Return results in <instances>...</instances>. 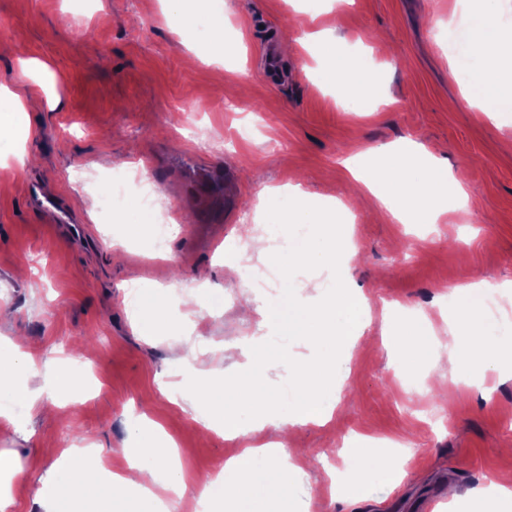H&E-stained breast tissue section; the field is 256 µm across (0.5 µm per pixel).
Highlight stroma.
<instances>
[{"mask_svg": "<svg viewBox=\"0 0 512 512\" xmlns=\"http://www.w3.org/2000/svg\"><path fill=\"white\" fill-rule=\"evenodd\" d=\"M202 15L223 16L222 43L195 37ZM465 22L463 0H327L315 16L307 0H0V37L15 47L0 54V86L25 101L34 130L25 150L38 158L20 164L13 137H0V308L13 313L0 320V336L35 352L88 341L99 381L82 402L37 417L30 438L0 422V449L38 474L49 465L41 449L121 445L143 413L175 442L189 473L223 467L236 442L159 392L181 351L167 333L139 331L127 287L133 277L153 288L186 280L167 303L175 320L206 302L196 285L223 290V308L194 320L207 350L189 362L234 381L262 317L241 319L247 292L225 278V248L271 214L289 213L282 190L297 184L319 222H334L331 201L347 202L362 259L340 272L296 271V288L318 307L343 275L367 299L372 343L356 347L328 424L269 426L259 440L301 466L309 512H418L431 497L434 512H480L490 479L512 471V373H489L486 397L446 368L419 364V374L442 377L443 400L406 389L383 345L385 314L399 306L445 335V296L468 268L512 281V117L485 119L449 74L448 28ZM319 30L372 50L391 105L349 112L338 103L302 45ZM23 59L43 68L20 85ZM405 138L447 160L468 193L463 210L435 224L379 218L377 200L344 161L354 149ZM141 169L158 203L140 225L135 208L113 212L77 185ZM168 213L178 222L156 257L103 239L109 231L148 241ZM359 435L406 448L409 481L340 497L329 471L342 468Z\"/></svg>", "mask_w": 512, "mask_h": 512, "instance_id": "stroma-1", "label": "stroma"}]
</instances>
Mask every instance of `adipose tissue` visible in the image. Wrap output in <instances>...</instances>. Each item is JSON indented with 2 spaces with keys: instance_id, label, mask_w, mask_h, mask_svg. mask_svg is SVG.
Listing matches in <instances>:
<instances>
[{
  "instance_id": "adipose-tissue-1",
  "label": "adipose tissue",
  "mask_w": 512,
  "mask_h": 512,
  "mask_svg": "<svg viewBox=\"0 0 512 512\" xmlns=\"http://www.w3.org/2000/svg\"><path fill=\"white\" fill-rule=\"evenodd\" d=\"M499 0H480L469 22L466 71L451 70L463 84L466 102H481L486 117L512 110V81L499 78L502 63L512 62V32L491 22ZM315 60L328 81L341 86L339 100L352 112L366 109L374 62L355 46L342 47L329 32L318 33ZM353 175L380 200L392 219L434 224L446 213L466 207L464 185L448 175L447 165L424 156L414 147L382 145L359 151L346 161ZM291 205L296 220L270 222L267 234H303L304 246L270 255L281 288L277 302L261 305L268 334L250 345L249 362L232 385L223 379H191L182 383L183 402L202 404L206 412L197 421L240 443L224 464L223 481L207 482L211 498L224 512H290L294 505L292 479L298 468L273 460L274 448L259 442L257 432L296 422L318 425L330 420L339 401L336 379L349 371L351 354L367 327V300L337 284L322 307H307L295 299L292 273L302 267L333 260L350 261L359 247L347 224H333L328 233L315 227L308 196L296 191ZM492 284L480 271L450 292L453 315L448 333L434 336L422 321L397 324L388 346L402 352L406 366L436 355L446 358L457 375L484 374L512 365V330H502L484 311ZM312 344L319 352L309 361L292 354L283 338ZM288 368L289 397L271 395L268 371L272 362ZM58 359H36L12 340L0 336V420L19 431L30 425L39 401L48 408L68 404L74 394L68 374L59 372ZM137 450L118 448L126 463L122 472L109 471L101 448H79L52 461L40 476L44 512H161L159 490L185 492L192 481L176 454L162 450L163 433L147 416L129 425ZM348 471L355 484L375 481L396 486L407 477L379 454L352 452Z\"/></svg>"
}]
</instances>
